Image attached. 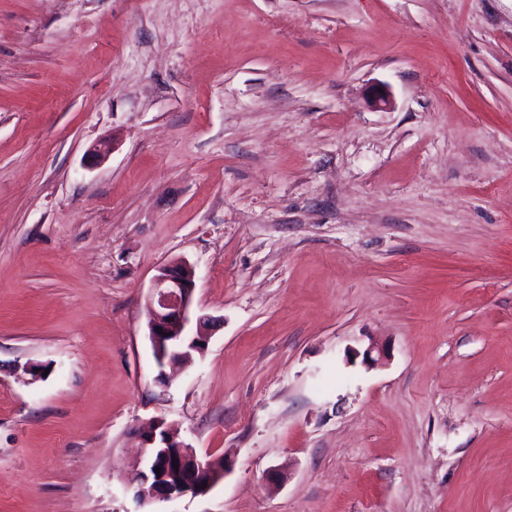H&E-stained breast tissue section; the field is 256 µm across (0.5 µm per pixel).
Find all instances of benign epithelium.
<instances>
[{"instance_id": "benign-epithelium-1", "label": "benign epithelium", "mask_w": 512, "mask_h": 512, "mask_svg": "<svg viewBox=\"0 0 512 512\" xmlns=\"http://www.w3.org/2000/svg\"><path fill=\"white\" fill-rule=\"evenodd\" d=\"M196 289L195 268L180 260L159 267L147 304L149 340L159 371L156 381L164 382V368L187 363L205 351L208 332L220 326L211 316L197 318L196 333L188 330ZM375 366L387 357L379 346H370L353 357ZM144 455L136 464L134 498L141 505L183 496H204L224 479V465L199 455L163 421L137 429ZM178 467H173V464ZM160 472H155V468Z\"/></svg>"}]
</instances>
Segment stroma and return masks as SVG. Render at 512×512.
<instances>
[{
    "instance_id": "35a3bbf8",
    "label": "stroma",
    "mask_w": 512,
    "mask_h": 512,
    "mask_svg": "<svg viewBox=\"0 0 512 512\" xmlns=\"http://www.w3.org/2000/svg\"><path fill=\"white\" fill-rule=\"evenodd\" d=\"M0 512H512V0H0ZM195 289V268L186 260L159 267L153 279L147 304L148 336L160 369L156 377L158 383L164 382L163 368L166 365H180L202 355L206 336H209L204 331H213L220 326V319L199 316L196 334L189 333ZM157 328H161L163 334ZM136 431L144 448V455L136 464L133 494L139 504L149 505L188 495L204 496L224 479L225 463L220 465L200 456L165 422L153 421ZM173 461L178 464V471ZM156 467H161L160 475L155 472Z\"/></svg>"
}]
</instances>
